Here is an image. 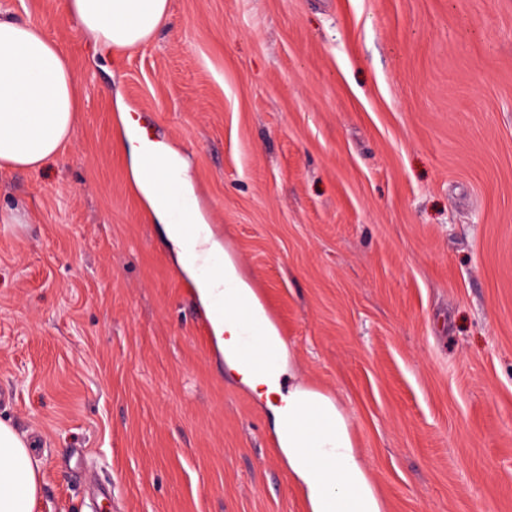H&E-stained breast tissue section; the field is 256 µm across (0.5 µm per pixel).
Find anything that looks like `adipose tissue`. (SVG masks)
I'll use <instances>...</instances> for the list:
<instances>
[{"mask_svg":"<svg viewBox=\"0 0 512 512\" xmlns=\"http://www.w3.org/2000/svg\"><path fill=\"white\" fill-rule=\"evenodd\" d=\"M170 0H59L60 12L74 19L80 30L104 50L133 49L151 40L167 16ZM80 110L78 81L69 61L41 23L0 11V170L41 168L62 150ZM126 136L135 137L132 172L151 208L166 226L168 241L178 257L197 249L210 261L213 247L208 232L195 240L182 233L197 223L193 202L183 196L188 185L184 161L168 148L136 132L130 116H123ZM166 176L180 196L157 190L153 179ZM207 299L224 297V317L214 328L224 344V361L232 376L247 387L271 412L288 467L301 485L309 512H385L368 467L355 444L348 418L338 403L316 388L285 382L294 364L286 360L287 346L270 335L272 367L263 373L247 364L240 338L249 329L240 307H252L256 318L264 313L233 265L217 269L201 285ZM319 402L322 428L301 430L309 405ZM331 454L333 469L321 464ZM40 464L25 442L0 422V512H35L40 486Z\"/></svg>","mask_w":512,"mask_h":512,"instance_id":"adipose-tissue-1","label":"adipose tissue"}]
</instances>
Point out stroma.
Instances as JSON below:
<instances>
[{"label": "stroma", "mask_w": 512, "mask_h": 512, "mask_svg": "<svg viewBox=\"0 0 512 512\" xmlns=\"http://www.w3.org/2000/svg\"><path fill=\"white\" fill-rule=\"evenodd\" d=\"M80 75L70 142L0 171V422L37 512H308L270 411L131 172L188 163L215 257L348 413L388 512H512V0H170Z\"/></svg>", "instance_id": "35a3bbf8"}]
</instances>
